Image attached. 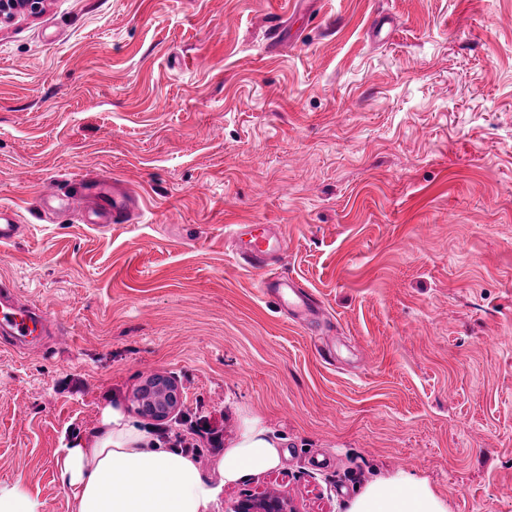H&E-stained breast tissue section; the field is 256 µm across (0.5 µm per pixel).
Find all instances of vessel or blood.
Wrapping results in <instances>:
<instances>
[{
  "instance_id": "1",
  "label": "vessel or blood",
  "mask_w": 512,
  "mask_h": 512,
  "mask_svg": "<svg viewBox=\"0 0 512 512\" xmlns=\"http://www.w3.org/2000/svg\"><path fill=\"white\" fill-rule=\"evenodd\" d=\"M136 202L129 192L112 196V207L107 213L111 224H126L133 217ZM228 236L239 241L236 251L243 264L253 270L262 271V290L280 304L299 316L312 315L318 303L295 278L283 273L270 272L267 259L280 250L278 239L269 227H262L260 233L252 235L249 241H242V228L229 226ZM59 321L35 305L22 301L21 294L13 282L0 281V338L10 345L24 348L41 343L46 336L57 331Z\"/></svg>"
}]
</instances>
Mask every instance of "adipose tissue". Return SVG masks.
Segmentation results:
<instances>
[{
  "instance_id": "adipose-tissue-1",
  "label": "adipose tissue",
  "mask_w": 512,
  "mask_h": 512,
  "mask_svg": "<svg viewBox=\"0 0 512 512\" xmlns=\"http://www.w3.org/2000/svg\"><path fill=\"white\" fill-rule=\"evenodd\" d=\"M280 448L260 417L242 416L213 480L109 402L94 433L64 441L57 474L73 512H220L225 484L277 467ZM347 512H448V505L426 480L399 471L368 482Z\"/></svg>"
}]
</instances>
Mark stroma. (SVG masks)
Instances as JSON below:
<instances>
[{"label":"stroma","mask_w":512,"mask_h":512,"mask_svg":"<svg viewBox=\"0 0 512 512\" xmlns=\"http://www.w3.org/2000/svg\"><path fill=\"white\" fill-rule=\"evenodd\" d=\"M134 191L130 224L74 177ZM0 278L61 324L0 346V481L72 512L62 439L108 396L167 427L240 416L280 466L225 485L347 512L405 471L448 512H512V0H47L0 24ZM229 224H270L289 316ZM229 225L228 236L239 241L236 255L243 264L253 270L264 272L261 281L262 290L275 298L282 306H288L297 316H309L318 307L315 297L309 293L295 278L283 273H273L268 268L267 259L270 255L280 250L278 239L270 231L269 225L262 226L259 234H250L251 238L246 244L240 242L243 233L242 224Z\"/></svg>","instance_id":"35a3bbf8"}]
</instances>
